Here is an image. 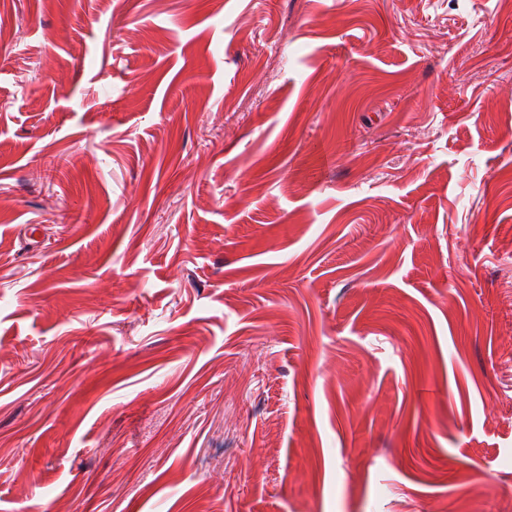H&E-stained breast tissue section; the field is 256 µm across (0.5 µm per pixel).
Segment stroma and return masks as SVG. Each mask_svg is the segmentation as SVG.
I'll return each instance as SVG.
<instances>
[{
  "label": "stroma",
  "instance_id": "obj_1",
  "mask_svg": "<svg viewBox=\"0 0 512 512\" xmlns=\"http://www.w3.org/2000/svg\"><path fill=\"white\" fill-rule=\"evenodd\" d=\"M511 240L512 0H0V512H512Z\"/></svg>",
  "mask_w": 512,
  "mask_h": 512
}]
</instances>
